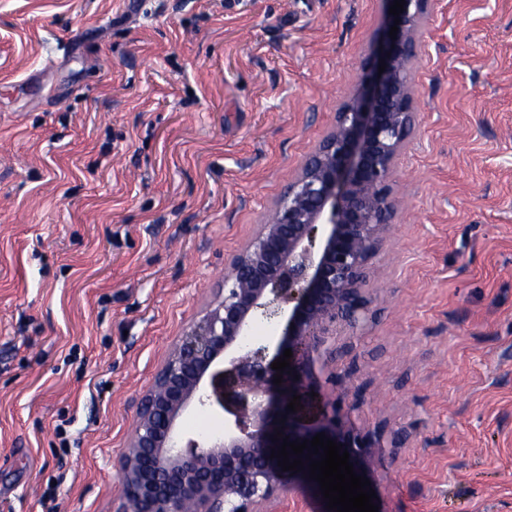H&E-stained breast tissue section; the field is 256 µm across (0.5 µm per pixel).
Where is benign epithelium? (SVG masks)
<instances>
[{
	"label": "benign epithelium",
	"mask_w": 512,
	"mask_h": 512,
	"mask_svg": "<svg viewBox=\"0 0 512 512\" xmlns=\"http://www.w3.org/2000/svg\"><path fill=\"white\" fill-rule=\"evenodd\" d=\"M432 0H405L396 39L360 62L332 128L306 156L253 238L224 264L212 308L173 345L141 398L120 463L123 509L257 512L288 472L271 450L323 432L349 452L354 471L371 466L378 438L347 427L327 405L303 396L329 336L367 319L369 260L397 211L390 178L419 120L414 69ZM386 64L383 73L378 67ZM321 239H316V234ZM288 307H283V304ZM283 321L273 345L247 347L261 315ZM291 349L283 382L271 364ZM300 395L302 408L287 410ZM219 407L224 429L186 438L176 421L190 404Z\"/></svg>",
	"instance_id": "1"
}]
</instances>
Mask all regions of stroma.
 Returning a JSON list of instances; mask_svg holds the SVG:
<instances>
[{
  "instance_id": "obj_1",
  "label": "stroma",
  "mask_w": 512,
  "mask_h": 512,
  "mask_svg": "<svg viewBox=\"0 0 512 512\" xmlns=\"http://www.w3.org/2000/svg\"><path fill=\"white\" fill-rule=\"evenodd\" d=\"M388 18L387 0H0V512H117L143 391ZM414 107L368 318L315 375L379 437L383 512H512V0H436ZM269 508L326 504L290 477Z\"/></svg>"
}]
</instances>
